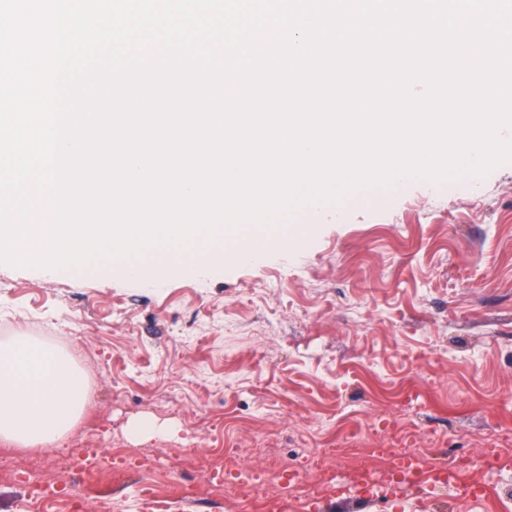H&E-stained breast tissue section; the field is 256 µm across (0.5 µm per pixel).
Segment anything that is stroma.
<instances>
[{
  "mask_svg": "<svg viewBox=\"0 0 512 512\" xmlns=\"http://www.w3.org/2000/svg\"><path fill=\"white\" fill-rule=\"evenodd\" d=\"M266 230L259 262L226 260L200 277L119 271L45 272L0 264V344L17 336L87 361L93 387L76 436L99 444L91 464L122 469L123 512H255L205 495L158 506L146 478L204 483L203 466L173 472L156 458L181 448L237 455L263 495L280 494L266 458L306 486L317 448L425 447L432 464L512 449V164L441 186L410 180L315 217L312 233ZM150 419L159 433L128 428ZM139 448L121 462L113 445ZM485 502L408 493L331 496L288 512H512V459ZM30 482L0 477V512H66Z\"/></svg>",
  "mask_w": 512,
  "mask_h": 512,
  "instance_id": "35a3bbf8",
  "label": "stroma"
}]
</instances>
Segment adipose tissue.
<instances>
[{
  "label": "adipose tissue",
  "mask_w": 512,
  "mask_h": 512,
  "mask_svg": "<svg viewBox=\"0 0 512 512\" xmlns=\"http://www.w3.org/2000/svg\"><path fill=\"white\" fill-rule=\"evenodd\" d=\"M88 404L71 356L20 337L0 347V444L58 445Z\"/></svg>",
  "instance_id": "adipose-tissue-1"
}]
</instances>
